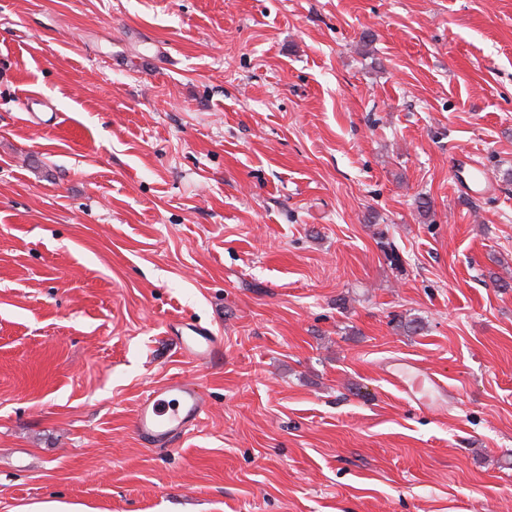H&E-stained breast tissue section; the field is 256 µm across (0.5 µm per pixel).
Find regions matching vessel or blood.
I'll use <instances>...</instances> for the list:
<instances>
[{"instance_id": "vessel-or-blood-1", "label": "vessel or blood", "mask_w": 512, "mask_h": 512, "mask_svg": "<svg viewBox=\"0 0 512 512\" xmlns=\"http://www.w3.org/2000/svg\"><path fill=\"white\" fill-rule=\"evenodd\" d=\"M180 338L184 351L200 361L211 359L221 348L220 338L197 324L186 325ZM391 375L406 395L423 406L447 393L439 379L411 362L393 366ZM204 409L203 398L196 387L174 378L143 398L135 416L134 430L140 439L164 446L189 432Z\"/></svg>"}]
</instances>
